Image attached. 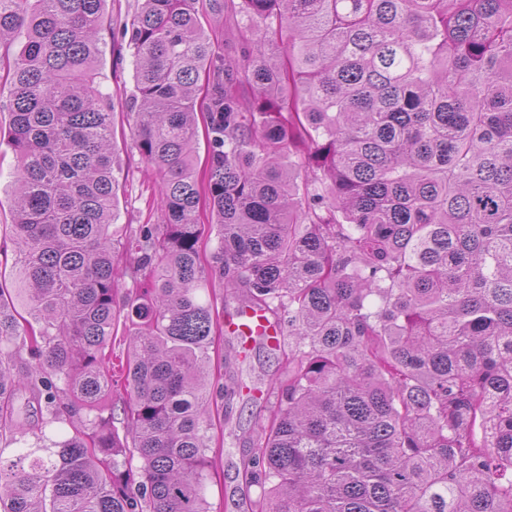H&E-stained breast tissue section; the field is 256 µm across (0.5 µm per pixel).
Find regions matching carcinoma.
Returning a JSON list of instances; mask_svg holds the SVG:
<instances>
[{
	"instance_id": "obj_1",
	"label": "carcinoma",
	"mask_w": 512,
	"mask_h": 512,
	"mask_svg": "<svg viewBox=\"0 0 512 512\" xmlns=\"http://www.w3.org/2000/svg\"><path fill=\"white\" fill-rule=\"evenodd\" d=\"M104 4L0 0V512H210L211 281L294 337L253 512H512V0H141L122 241ZM102 38L105 45L100 62V87L104 93L112 95L113 112H115L113 142L116 145V151L119 152L121 163L118 192L119 219L112 226V231L116 239L124 240L130 230L136 229L138 224L158 222L160 197L158 184L153 175L145 171L139 154L133 148L130 129L121 113L126 112L125 97L134 87L131 51L124 49L123 60L117 62L115 44L109 33L104 32ZM8 90L7 88L0 93V131H2V142L0 145V247L7 246L8 263H3V257H0V273L5 276L9 288H23L20 283L16 268L13 267L11 259L12 242L8 235V227L11 224V211L13 207V185L12 178L9 175L14 164L15 158L11 146L8 144L7 131L11 115L8 110ZM7 227V229H6Z\"/></svg>"
}]
</instances>
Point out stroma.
<instances>
[{"instance_id":"obj_1","label":"stroma","mask_w":512,"mask_h":512,"mask_svg":"<svg viewBox=\"0 0 512 512\" xmlns=\"http://www.w3.org/2000/svg\"><path fill=\"white\" fill-rule=\"evenodd\" d=\"M100 87L114 105L113 142L120 156L118 192L119 219L113 227L116 239H123L132 227L154 224L160 213L158 185L147 173L133 147L130 129L123 117L125 97L134 87L131 54L117 56L112 43H105L100 62ZM224 357L221 367L223 394L213 397L222 419L213 435L224 442V454L217 459V482L207 489L211 512H244L243 503L254 500L258 490L245 480L244 465L252 454L256 431L265 423L275 401L269 392L272 379L280 373L283 350L231 333L220 338Z\"/></svg>"}]
</instances>
